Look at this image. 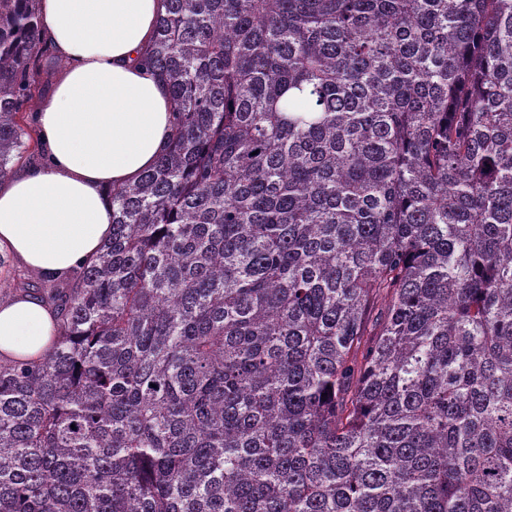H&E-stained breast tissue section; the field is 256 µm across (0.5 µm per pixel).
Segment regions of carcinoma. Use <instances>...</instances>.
Listing matches in <instances>:
<instances>
[{
  "instance_id": "obj_1",
  "label": "carcinoma",
  "mask_w": 512,
  "mask_h": 512,
  "mask_svg": "<svg viewBox=\"0 0 512 512\" xmlns=\"http://www.w3.org/2000/svg\"><path fill=\"white\" fill-rule=\"evenodd\" d=\"M0 0V179L40 92ZM175 135L0 359V512H512V0H167ZM60 324L54 309L33 296L0 306V353L4 360H37L49 349Z\"/></svg>"
}]
</instances>
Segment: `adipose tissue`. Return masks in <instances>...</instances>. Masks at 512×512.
<instances>
[{
  "label": "adipose tissue",
  "instance_id": "adipose-tissue-1",
  "mask_svg": "<svg viewBox=\"0 0 512 512\" xmlns=\"http://www.w3.org/2000/svg\"><path fill=\"white\" fill-rule=\"evenodd\" d=\"M44 36L65 63L33 122L38 161L0 180V253L46 277L91 262L112 234V187L136 182L172 135L164 81L140 59L166 0H40ZM56 311L0 305V357L39 359Z\"/></svg>",
  "mask_w": 512,
  "mask_h": 512
}]
</instances>
